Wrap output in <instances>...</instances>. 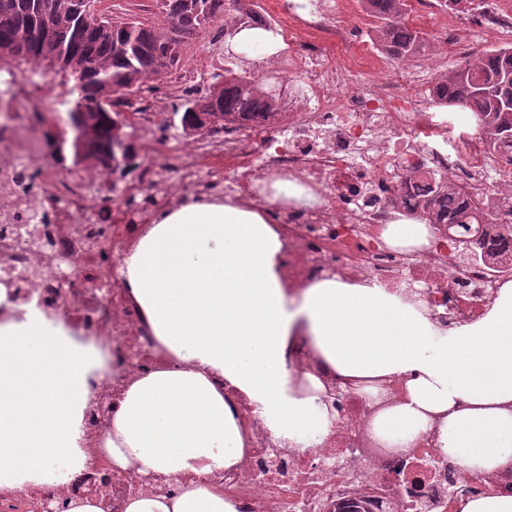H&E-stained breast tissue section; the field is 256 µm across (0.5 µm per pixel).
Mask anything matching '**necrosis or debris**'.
Instances as JSON below:
<instances>
[{"label":"necrosis or debris","mask_w":512,"mask_h":512,"mask_svg":"<svg viewBox=\"0 0 512 512\" xmlns=\"http://www.w3.org/2000/svg\"><path fill=\"white\" fill-rule=\"evenodd\" d=\"M242 19L261 21L284 45L283 53L255 67L259 76L274 73L282 80L279 122L226 126L160 163L152 134L167 114L141 104L133 114L141 135L132 174L119 186L112 244L128 247L124 225L151 223L156 213L181 196L197 194L214 176H223L227 197L245 204L261 202L267 183L293 182L310 195V205L288 199L269 207L285 244L290 290L333 276L377 284L405 302L423 301L430 321L444 330L479 320L499 288L512 280V240L497 244L493 222L506 202L503 187L512 185V162L491 153L474 130L461 132L457 144L445 149L447 119L412 95L423 86L427 66L397 75L389 56L360 47L337 61L345 20L331 0H263L260 11L244 10ZM470 20L476 29L512 41V7L503 0H484ZM359 72L367 82L354 93L350 87ZM63 99L62 91L46 92L37 73L0 70V189L16 187L19 173L34 169L43 155L34 115L49 105L61 108ZM409 168L449 179L455 197L487 219L470 232L466 250L474 254L494 245L497 254L477 262L462 259L464 249L450 224L432 225L430 243L420 250L387 244V226L417 211L419 184L403 176ZM47 179L51 193L34 198V209L94 233L98 221L87 173L52 166ZM111 276V269H103L97 286L76 293L85 312L83 337L107 356L115 372L131 378L163 364L165 357L153 349L135 354V313L121 299H105L98 288ZM292 358L298 375L338 384L344 395L322 444L287 448L272 439L243 397L225 389V400L237 404L245 454L236 467L212 473L209 481L238 512H340L350 503L363 512H461L469 500L512 490V466L485 473L448 459L438 447L437 415L408 448L375 452L376 406L397 404L405 382L371 385L342 376L305 345ZM86 469L112 512H123L127 495L156 490L135 464L113 479L96 454Z\"/></svg>","instance_id":"1"}]
</instances>
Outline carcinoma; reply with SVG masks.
<instances>
[{"instance_id": "1", "label": "carcinoma", "mask_w": 512, "mask_h": 512, "mask_svg": "<svg viewBox=\"0 0 512 512\" xmlns=\"http://www.w3.org/2000/svg\"><path fill=\"white\" fill-rule=\"evenodd\" d=\"M96 0H0V68L24 63L41 76L68 89L63 101L67 125L60 137L45 136L44 145L57 160L72 153L71 168L101 165L124 171L122 163L134 153L132 127L126 116L131 99L155 96V80L174 74L185 47L213 33L211 24L224 18L237 0H160L161 20L143 21L102 12ZM372 19L379 49L394 59L411 57L425 48L422 32L408 25L407 0H360ZM512 44L487 50L473 63L448 70L433 88L438 107L460 108L472 118L488 147L512 152ZM172 118L183 137L207 135L226 123L278 120L281 102L265 84L243 69L225 66L206 85L171 102ZM452 188L434 178L418 202L426 224H458L464 232L481 219L465 206H452Z\"/></svg>"}]
</instances>
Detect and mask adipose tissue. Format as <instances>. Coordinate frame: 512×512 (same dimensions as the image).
Listing matches in <instances>:
<instances>
[{
    "mask_svg": "<svg viewBox=\"0 0 512 512\" xmlns=\"http://www.w3.org/2000/svg\"><path fill=\"white\" fill-rule=\"evenodd\" d=\"M283 265L268 208L206 196L161 211L124 253V294L166 362L122 383L102 454L118 470L186 481L176 495H130L124 512H237L204 481L244 454L225 387L280 443L319 445L332 414L315 376L291 377L301 339L341 375L405 380L406 396L373 423L381 440L405 448L439 414V444L466 468L512 462V283L480 320L441 332L375 284L327 278L291 295ZM0 307V491L25 493L84 472L85 413L112 371L71 316L14 306L1 284Z\"/></svg>",
    "mask_w": 512,
    "mask_h": 512,
    "instance_id": "1",
    "label": "adipose tissue"
}]
</instances>
